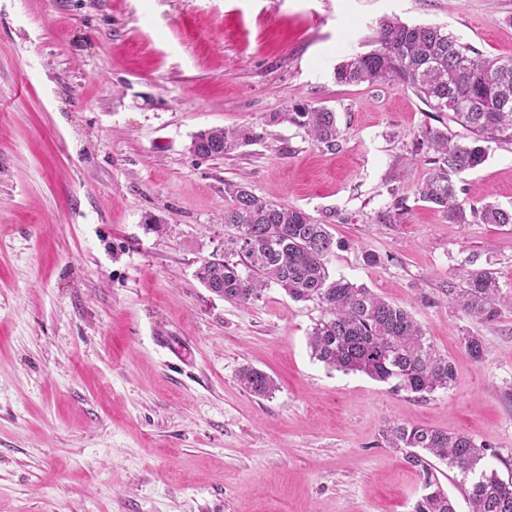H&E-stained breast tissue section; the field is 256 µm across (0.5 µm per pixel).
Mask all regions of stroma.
<instances>
[{"mask_svg": "<svg viewBox=\"0 0 512 512\" xmlns=\"http://www.w3.org/2000/svg\"><path fill=\"white\" fill-rule=\"evenodd\" d=\"M385 18L512 56V0H0V512H412L393 423L488 443L512 479V307L489 325L442 293L473 256L512 295V224L420 199L411 90L335 82ZM295 103L335 112L337 147L278 120ZM214 126L244 138L195 157ZM229 183L327 224L331 278L411 311L454 384L421 399L329 369L316 303L204 288ZM457 183L511 210L512 144ZM246 366L271 396L242 388ZM239 381L247 391L258 397H269L275 391V381L267 373L252 367L241 369Z\"/></svg>", "mask_w": 512, "mask_h": 512, "instance_id": "obj_1", "label": "stroma"}]
</instances>
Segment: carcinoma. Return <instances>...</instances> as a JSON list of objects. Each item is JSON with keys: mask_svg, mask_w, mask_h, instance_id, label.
<instances>
[{"mask_svg": "<svg viewBox=\"0 0 512 512\" xmlns=\"http://www.w3.org/2000/svg\"><path fill=\"white\" fill-rule=\"evenodd\" d=\"M336 83L395 82L414 94L436 115L440 126H427L417 138V150L431 154V168L418 188L420 197L439 207L450 224H512V211L495 203L464 207L458 202L456 177L481 166L490 144L512 143V57L489 59L470 44L437 25H412L397 18L379 23L377 48L341 62ZM283 119L306 129L313 140L337 146L336 113L308 104L286 109ZM463 133H448V125ZM243 139L240 132L211 127L196 134L191 146L205 157H221ZM232 205L224 209V225L236 235L196 271L211 293L232 302H248L277 285L295 301H312L322 318L310 334L312 354L332 369L359 372L393 391L424 398L456 380L453 361L427 341L420 324L407 309L343 278L332 280L326 259L336 242L327 229L304 210L267 201L247 187L229 184ZM239 260H234V257ZM468 258L465 286L450 283L442 294L467 315L492 324L499 307L511 305L495 273L476 268ZM465 353L474 361L485 356L483 341L466 336ZM242 386L258 397L275 391L265 372L245 367ZM384 437L394 448H409L407 460L422 477L425 493L413 512H455L439 487L428 457L448 464L468 484L471 512H512V480L495 471L478 469L486 444L462 433L394 424Z\"/></svg>", "mask_w": 512, "mask_h": 512, "instance_id": "1", "label": "carcinoma"}]
</instances>
